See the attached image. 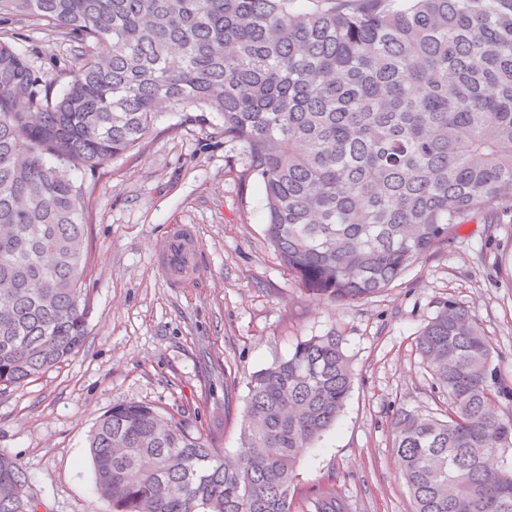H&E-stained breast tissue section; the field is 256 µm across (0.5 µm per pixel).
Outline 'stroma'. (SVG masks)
I'll return each instance as SVG.
<instances>
[{
    "label": "stroma",
    "mask_w": 512,
    "mask_h": 512,
    "mask_svg": "<svg viewBox=\"0 0 512 512\" xmlns=\"http://www.w3.org/2000/svg\"><path fill=\"white\" fill-rule=\"evenodd\" d=\"M37 70L59 75L75 61L59 30L11 19ZM222 122L167 112L122 157L73 176L86 191L84 291L88 334L61 367L0 390V454L28 475L38 512H106L88 440L100 416L138 401L185 415L234 455L251 375L287 357L298 340L336 331L354 372L344 410L298 468L302 495L334 484L347 512H412L390 419L404 407L443 408L416 338L444 301L465 306L512 383V212L459 227L399 281L359 302L308 294L265 237L260 184L245 178L242 145ZM194 226L203 271L177 288L159 277L154 252Z\"/></svg>",
    "instance_id": "obj_1"
}]
</instances>
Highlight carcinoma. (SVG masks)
<instances>
[{
  "label": "carcinoma",
  "mask_w": 512,
  "mask_h": 512,
  "mask_svg": "<svg viewBox=\"0 0 512 512\" xmlns=\"http://www.w3.org/2000/svg\"><path fill=\"white\" fill-rule=\"evenodd\" d=\"M0 0L65 31L75 65L36 73L0 35V387L67 362L87 334L85 193L74 168L135 148L165 112L217 113L263 188L265 236L304 287L358 302L475 217L512 209V0ZM416 347L445 413L402 407L413 512H512V403L493 347L448 300ZM352 383L336 332L248 382L232 458L184 416L125 402L89 440L108 512H293L303 452ZM0 456V512H38ZM315 512H347L332 487Z\"/></svg>",
  "instance_id": "carcinoma-1"
}]
</instances>
